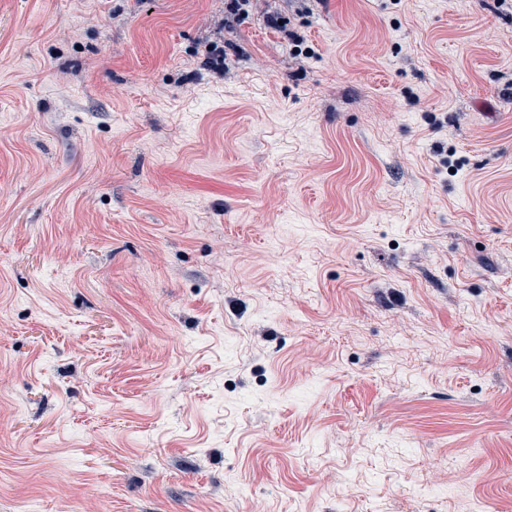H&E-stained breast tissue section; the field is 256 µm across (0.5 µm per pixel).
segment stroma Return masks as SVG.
Instances as JSON below:
<instances>
[{"label": "stroma", "instance_id": "obj_1", "mask_svg": "<svg viewBox=\"0 0 512 512\" xmlns=\"http://www.w3.org/2000/svg\"><path fill=\"white\" fill-rule=\"evenodd\" d=\"M223 19L0 0V512H512V0ZM265 23L274 29H277L281 32H284L286 37L288 38L289 44L291 43L293 47V53L296 57L300 55H308L309 54V47H305L304 49L301 48V45L304 43V37L298 34V32H295L290 29V20H287L285 17L275 14V13H267L265 16ZM288 25V30H287Z\"/></svg>", "mask_w": 512, "mask_h": 512}]
</instances>
